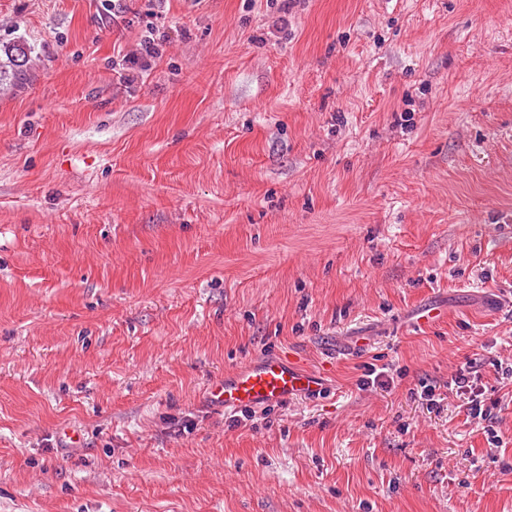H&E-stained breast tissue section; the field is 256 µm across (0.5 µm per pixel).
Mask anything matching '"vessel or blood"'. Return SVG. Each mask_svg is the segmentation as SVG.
<instances>
[{
    "label": "vessel or blood",
    "instance_id": "obj_1",
    "mask_svg": "<svg viewBox=\"0 0 512 512\" xmlns=\"http://www.w3.org/2000/svg\"><path fill=\"white\" fill-rule=\"evenodd\" d=\"M320 379L278 356L251 362L212 383L208 395L225 412L257 405L277 404L318 390Z\"/></svg>",
    "mask_w": 512,
    "mask_h": 512
}]
</instances>
